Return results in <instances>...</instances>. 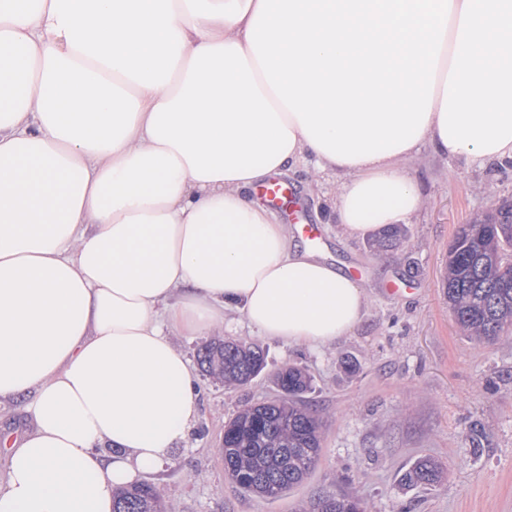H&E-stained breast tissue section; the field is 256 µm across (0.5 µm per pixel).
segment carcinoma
<instances>
[{"label":"carcinoma","instance_id":"1","mask_svg":"<svg viewBox=\"0 0 512 512\" xmlns=\"http://www.w3.org/2000/svg\"><path fill=\"white\" fill-rule=\"evenodd\" d=\"M442 288L467 337L490 342L512 333V221L489 224L482 214L462 225L449 248ZM197 363L204 374L244 384L262 372L265 356L257 346L214 342L198 351ZM276 381V399L246 407L224 425V470L240 491L264 498L279 497L301 483L321 453L322 422L303 400L309 374L288 365ZM442 473L435 460L421 457L404 480L433 486ZM360 506L349 493L325 491L311 512H350ZM115 512H162V502L151 484L139 483L116 495Z\"/></svg>","mask_w":512,"mask_h":512}]
</instances>
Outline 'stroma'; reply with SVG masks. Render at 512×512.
Instances as JSON below:
<instances>
[{
    "label": "stroma",
    "mask_w": 512,
    "mask_h": 512,
    "mask_svg": "<svg viewBox=\"0 0 512 512\" xmlns=\"http://www.w3.org/2000/svg\"><path fill=\"white\" fill-rule=\"evenodd\" d=\"M408 170L424 203L384 248L371 236L348 238L334 224L335 174L309 167L284 175L299 208L277 211V219L320 225L323 255L365 287L366 314L352 333L316 350L242 323L178 338L192 358L213 340L253 343L266 367L236 388L198 375L201 406L184 448L143 477L166 512H304L329 489L357 496L365 512H512V337L477 343L463 336L441 289L458 225L512 200V161L478 168L426 144ZM290 364L312 378L305 402L324 422L321 456L308 478L280 497L244 494L224 472V424L244 405L274 398L275 376ZM421 456L443 464L440 485L402 484Z\"/></svg>",
    "instance_id": "1"
}]
</instances>
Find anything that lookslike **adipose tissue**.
Here are the masks:
<instances>
[{
    "mask_svg": "<svg viewBox=\"0 0 512 512\" xmlns=\"http://www.w3.org/2000/svg\"><path fill=\"white\" fill-rule=\"evenodd\" d=\"M512 160V0H0V512H113L188 438L179 336L324 346L366 293L255 195L409 223L423 144Z\"/></svg>",
    "mask_w": 512,
    "mask_h": 512,
    "instance_id": "1",
    "label": "adipose tissue"
}]
</instances>
